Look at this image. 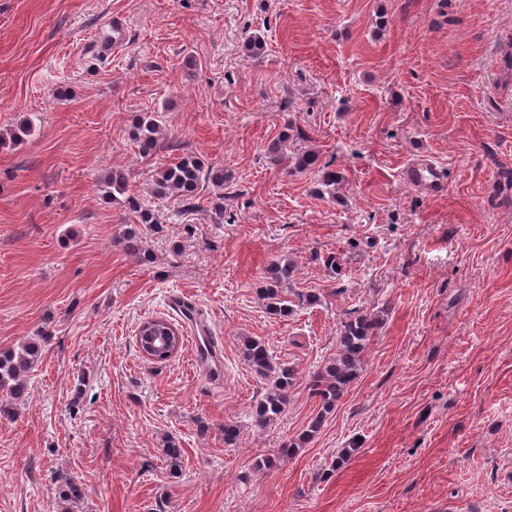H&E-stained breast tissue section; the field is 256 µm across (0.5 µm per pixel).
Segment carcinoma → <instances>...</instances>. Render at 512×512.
<instances>
[{"mask_svg":"<svg viewBox=\"0 0 512 512\" xmlns=\"http://www.w3.org/2000/svg\"><path fill=\"white\" fill-rule=\"evenodd\" d=\"M242 50L249 56L258 58L266 52L264 38L249 35L242 43ZM162 134V121L155 112L138 115L131 131V138L140 153L152 155L159 151ZM306 140L305 132L293 124L268 145V153L275 164L290 165L298 172L316 171L319 184L326 190L335 189L342 179L340 172L319 162V155L313 150H304L298 143ZM211 184L224 186V169H214L204 165L197 155L188 153L173 164L157 168L154 180V196L165 198L175 195L183 205L193 209L204 186ZM108 193L126 195L129 181L125 173L114 170L104 179ZM295 273L294 264L278 261L269 269L270 281L260 289V299L265 310L271 315L287 316L293 305L287 297V289ZM381 325L380 315L361 313L342 323L336 356L327 361L310 378L309 391L318 404L315 417L308 429L300 437L292 440L283 449L282 455L294 456L302 444L317 432L323 422L335 410L344 392L359 376L363 368L364 354L373 336ZM44 337L31 338L15 348L0 351V392L6 394V401H18L28 393L27 377L38 363L42 354ZM243 354L247 363L258 373L269 379V387L263 398L258 400L251 411L252 423L257 428H265L276 421L288 407V391L295 384L293 368L277 364L266 343L258 338L243 341ZM164 455L172 474H178L182 450L170 440L166 442ZM84 497L82 484L67 476L60 477L59 498L65 504V512L81 503Z\"/></svg>","mask_w":512,"mask_h":512,"instance_id":"obj_1","label":"carcinoma"}]
</instances>
